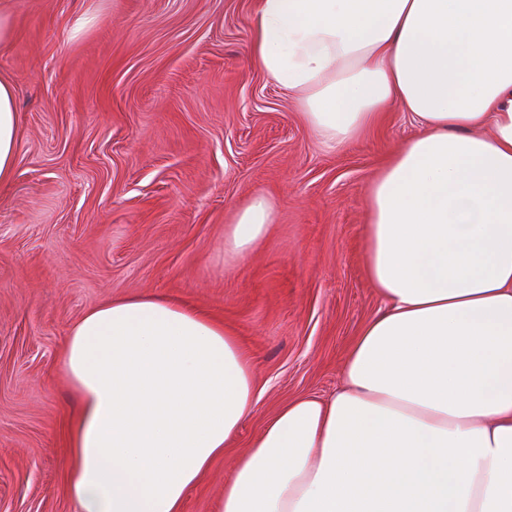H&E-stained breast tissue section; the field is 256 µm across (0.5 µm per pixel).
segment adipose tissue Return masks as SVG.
I'll return each mask as SVG.
<instances>
[{"label":"adipose tissue","mask_w":512,"mask_h":512,"mask_svg":"<svg viewBox=\"0 0 512 512\" xmlns=\"http://www.w3.org/2000/svg\"><path fill=\"white\" fill-rule=\"evenodd\" d=\"M253 65L333 149L386 106L425 129L366 195V274L385 303L343 385L265 422L217 512H512V0H255ZM491 127V137L480 136ZM20 117L0 76V185ZM258 196L228 236L272 222ZM64 369L77 512H182L256 406L235 333L165 296L89 309Z\"/></svg>","instance_id":"1"}]
</instances>
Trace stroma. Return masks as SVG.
Returning <instances> with one entry per match:
<instances>
[{
    "instance_id": "stroma-1",
    "label": "stroma",
    "mask_w": 512,
    "mask_h": 512,
    "mask_svg": "<svg viewBox=\"0 0 512 512\" xmlns=\"http://www.w3.org/2000/svg\"><path fill=\"white\" fill-rule=\"evenodd\" d=\"M0 75L17 87L14 176L0 186V512H75L62 371L71 326L113 298L168 295L231 326L257 404L187 493L216 512L237 457L288 399L328 396L384 308L365 275V204L421 132L391 108L328 148L248 59L253 0H9ZM274 219L237 254L240 206Z\"/></svg>"
}]
</instances>
